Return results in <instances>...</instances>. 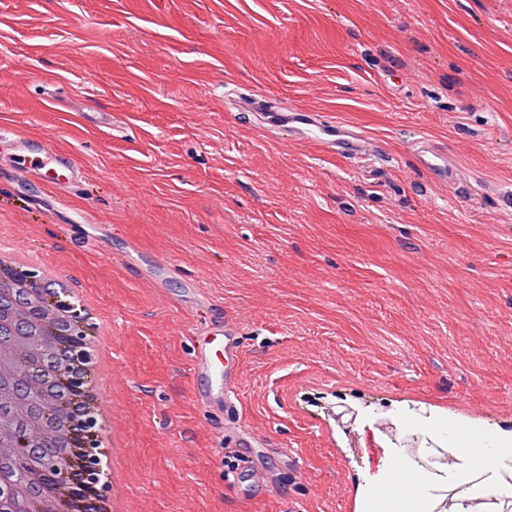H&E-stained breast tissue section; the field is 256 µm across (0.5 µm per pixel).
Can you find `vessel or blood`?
I'll list each match as a JSON object with an SVG mask.
<instances>
[{"label":"vessel or blood","mask_w":512,"mask_h":512,"mask_svg":"<svg viewBox=\"0 0 512 512\" xmlns=\"http://www.w3.org/2000/svg\"><path fill=\"white\" fill-rule=\"evenodd\" d=\"M244 108L257 112L266 128L292 136L295 140L313 143L331 155L356 159L371 148L367 137L356 128L329 118L325 113L298 108L270 109L263 99L250 98ZM419 165L428 173L443 179L451 178L446 155L434 146L420 145L416 152ZM15 167L22 174L39 176L48 186L63 188L81 180L83 170L71 156L56 151L50 142L20 141ZM242 356L238 332L220 329L210 322L192 342L191 371L205 378L207 384L196 392L197 400L206 407L222 406L235 387L233 362Z\"/></svg>","instance_id":"b4317fda"}]
</instances>
